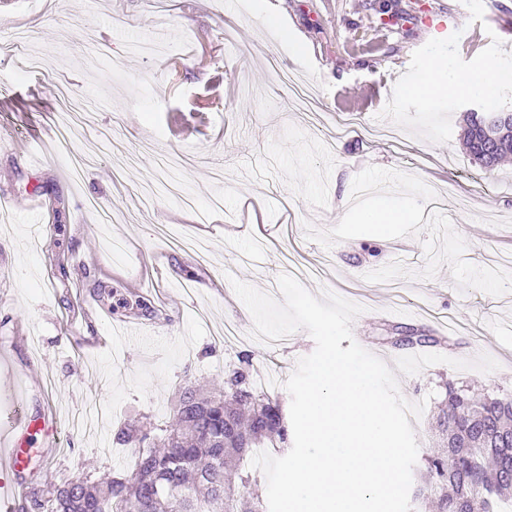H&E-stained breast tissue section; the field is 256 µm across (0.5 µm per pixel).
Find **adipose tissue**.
<instances>
[{
  "mask_svg": "<svg viewBox=\"0 0 512 512\" xmlns=\"http://www.w3.org/2000/svg\"><path fill=\"white\" fill-rule=\"evenodd\" d=\"M503 72L492 65L470 78H463L449 71L441 59L430 61L424 79L411 88L413 97L423 103H430L439 97H486L492 95L497 85L503 80Z\"/></svg>",
  "mask_w": 512,
  "mask_h": 512,
  "instance_id": "obj_1",
  "label": "adipose tissue"
}]
</instances>
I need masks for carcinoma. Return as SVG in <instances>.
<instances>
[{"label":"carcinoma","instance_id":"carcinoma-1","mask_svg":"<svg viewBox=\"0 0 512 512\" xmlns=\"http://www.w3.org/2000/svg\"><path fill=\"white\" fill-rule=\"evenodd\" d=\"M471 160L490 170L512 155V134L492 133L485 113L463 118ZM253 354L208 391L188 388L164 426L123 427L117 439L135 445L131 474L97 483L67 482L44 494L24 492L17 512H264L256 481L240 471L229 481L228 461L239 463L266 443L288 445V422L278 396L256 391ZM443 448L426 459L415 495L437 500L438 512H497L512 491V399L445 384L440 417Z\"/></svg>","mask_w":512,"mask_h":512}]
</instances>
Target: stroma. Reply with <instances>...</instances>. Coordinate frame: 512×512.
I'll list each match as a JSON object with an SVG mask.
<instances>
[{
	"mask_svg": "<svg viewBox=\"0 0 512 512\" xmlns=\"http://www.w3.org/2000/svg\"><path fill=\"white\" fill-rule=\"evenodd\" d=\"M18 34L25 50L0 53V414L43 399L59 437L17 485L130 474L117 428L165 424L244 351L289 405L315 343L254 339L234 277L277 300L278 276L306 267L316 297L361 306L355 340L425 404L414 483L445 381L512 397V159L485 172L464 150L475 99L408 93L435 56L512 73V0H0V40ZM208 102L205 131L175 137ZM393 199L419 222L360 223ZM129 321L140 341L79 353ZM408 328L449 351L414 361L390 343Z\"/></svg>",
	"mask_w": 512,
	"mask_h": 512,
	"instance_id": "obj_1",
	"label": "stroma"
}]
</instances>
